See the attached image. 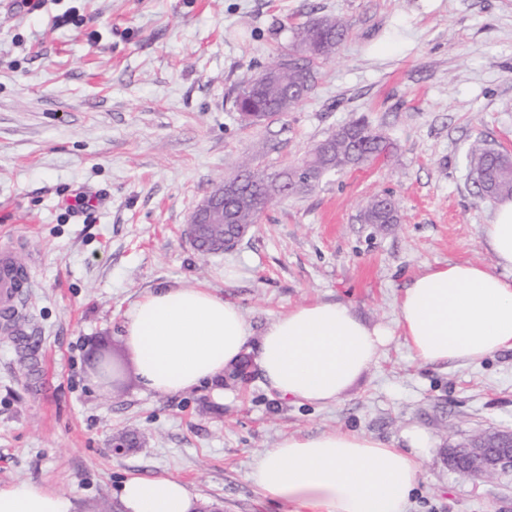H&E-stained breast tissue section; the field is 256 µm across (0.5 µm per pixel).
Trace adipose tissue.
<instances>
[{
  "instance_id": "1",
  "label": "adipose tissue",
  "mask_w": 512,
  "mask_h": 512,
  "mask_svg": "<svg viewBox=\"0 0 512 512\" xmlns=\"http://www.w3.org/2000/svg\"><path fill=\"white\" fill-rule=\"evenodd\" d=\"M483 238L496 264L451 262L427 269L397 304L396 329L425 365L479 363L512 349V198L500 199ZM391 329L370 325L339 302L316 301L277 316L252 340L241 309L205 287L178 283L142 296L126 312L122 338L145 391L173 395L220 388L246 353L283 398L336 403L376 362ZM391 448L356 431L289 435L266 449L250 478L296 512H409L432 440L420 428ZM125 512H198L173 478L134 477L120 493ZM67 495L34 481L0 486V512H74Z\"/></svg>"
}]
</instances>
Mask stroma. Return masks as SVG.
Returning <instances> with one entry per match:
<instances>
[{
    "instance_id": "stroma-1",
    "label": "stroma",
    "mask_w": 512,
    "mask_h": 512,
    "mask_svg": "<svg viewBox=\"0 0 512 512\" xmlns=\"http://www.w3.org/2000/svg\"><path fill=\"white\" fill-rule=\"evenodd\" d=\"M70 9L77 24L56 26ZM325 15L350 33L314 89L264 123L243 120L241 79L290 27ZM359 116L390 156L270 204L234 249L197 253L184 234L193 207L245 158L294 166ZM478 137L512 154V0H0V248L33 277L25 329L46 372L33 386L0 333V485L31 480L75 512H123L125 480L168 477L217 512H294L250 479L283 436L355 430L402 448L418 426L433 446L410 512H512V474L475 478L447 460L512 430V351L429 366L397 333L352 390L315 406L279 398L254 364L219 394L146 392L122 340L129 307L176 282L237 304L256 337L313 301L394 325L427 268L495 263L482 238L495 203L473 196L465 159ZM383 194L399 223H362ZM96 349L121 361L120 390L92 371ZM132 431L137 443L113 456Z\"/></svg>"
}]
</instances>
